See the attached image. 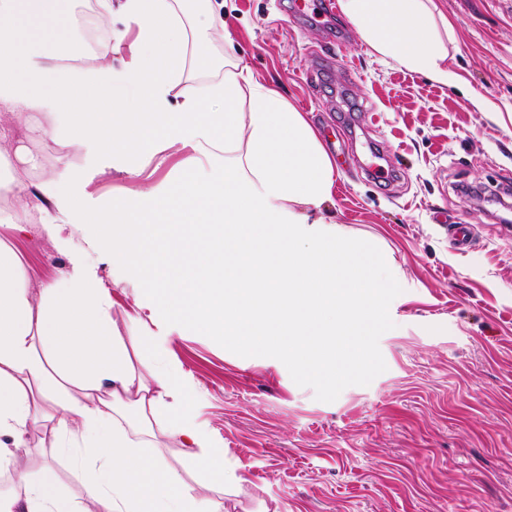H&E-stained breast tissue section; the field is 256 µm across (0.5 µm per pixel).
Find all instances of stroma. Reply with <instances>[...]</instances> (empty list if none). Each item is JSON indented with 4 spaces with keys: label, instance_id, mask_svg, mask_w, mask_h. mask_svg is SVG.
Returning <instances> with one entry per match:
<instances>
[{
    "label": "stroma",
    "instance_id": "35a3bbf8",
    "mask_svg": "<svg viewBox=\"0 0 512 512\" xmlns=\"http://www.w3.org/2000/svg\"><path fill=\"white\" fill-rule=\"evenodd\" d=\"M300 14L292 0H224L215 60L241 59L305 112L336 164L337 221L382 244L407 288L370 340L372 372L347 368L336 386L302 377L274 353L182 328L113 267L63 202L43 201V175L69 168L70 190L108 212L124 186L111 156L65 150L53 117L14 126L39 172L28 200L73 233L54 249L36 228L0 226L33 280H62L74 261L112 284L115 316H140L129 353L157 356L193 386L197 425L239 478L227 512H512V0H435L448 21V84L376 55L343 13ZM503 194L474 207L458 183ZM473 230L457 250L448 227ZM15 469L53 466L62 494L82 486L59 452L30 437Z\"/></svg>",
    "mask_w": 512,
    "mask_h": 512
}]
</instances>
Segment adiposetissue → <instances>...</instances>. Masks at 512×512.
<instances>
[{"mask_svg": "<svg viewBox=\"0 0 512 512\" xmlns=\"http://www.w3.org/2000/svg\"><path fill=\"white\" fill-rule=\"evenodd\" d=\"M57 0H0V113L45 112L61 143L112 153L127 185L109 216L90 213L57 176L43 197L67 199L97 229L115 266L153 291L182 326L275 353L332 386L345 366L369 370L368 341L405 283L386 259L344 233L328 211L332 162L315 130L277 89L232 56L215 80L198 49L224 19L218 0H97L95 20L117 64L79 66L87 45ZM380 57L448 82L432 0H341ZM187 150L172 183L143 180V156ZM110 291L75 265L64 283L33 284L0 240V472L30 432L61 449L74 437L87 507L58 493L53 468L18 475L0 512H222L231 480L222 449L195 421L189 386L160 364L142 373L128 342L138 319L112 316ZM187 448L186 471L161 440Z\"/></svg>", "mask_w": 512, "mask_h": 512, "instance_id": "adipose-tissue-1", "label": "adipose tissue"}]
</instances>
